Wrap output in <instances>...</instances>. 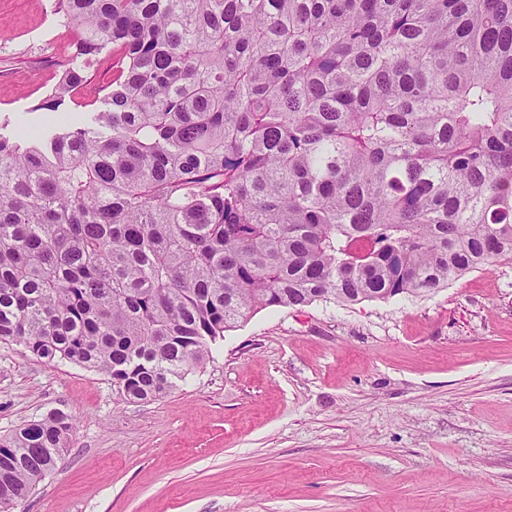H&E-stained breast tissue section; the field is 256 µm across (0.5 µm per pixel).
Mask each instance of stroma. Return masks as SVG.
<instances>
[{
    "label": "stroma",
    "mask_w": 512,
    "mask_h": 512,
    "mask_svg": "<svg viewBox=\"0 0 512 512\" xmlns=\"http://www.w3.org/2000/svg\"><path fill=\"white\" fill-rule=\"evenodd\" d=\"M56 0H0V115L70 60ZM74 419L56 470L13 512H512V261L424 296L268 308L167 396L0 344V436Z\"/></svg>",
    "instance_id": "1"
}]
</instances>
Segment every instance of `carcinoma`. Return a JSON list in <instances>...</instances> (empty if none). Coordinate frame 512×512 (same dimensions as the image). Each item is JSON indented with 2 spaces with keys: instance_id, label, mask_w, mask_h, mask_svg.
<instances>
[{
  "instance_id": "cac0c4a2",
  "label": "carcinoma",
  "mask_w": 512,
  "mask_h": 512,
  "mask_svg": "<svg viewBox=\"0 0 512 512\" xmlns=\"http://www.w3.org/2000/svg\"><path fill=\"white\" fill-rule=\"evenodd\" d=\"M105 108L0 133V343L152 401L268 308L445 288L512 260V0H57ZM63 412L0 438V512ZM90 72L93 78L92 85L98 87L111 85L114 72L112 68V52H104L98 56Z\"/></svg>"
}]
</instances>
